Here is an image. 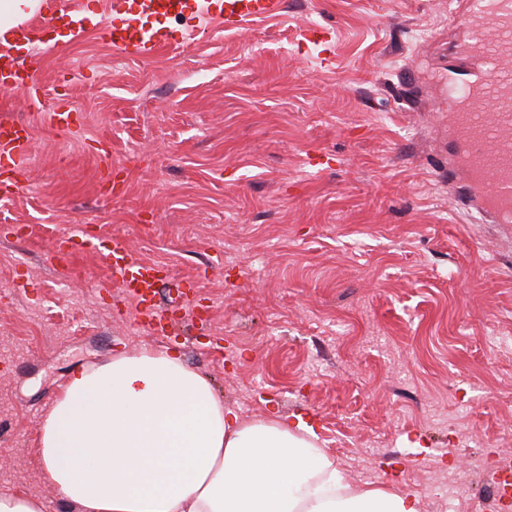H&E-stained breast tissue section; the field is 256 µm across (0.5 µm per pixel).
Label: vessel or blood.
I'll return each mask as SVG.
<instances>
[{
  "label": "vessel or blood",
  "instance_id": "obj_1",
  "mask_svg": "<svg viewBox=\"0 0 512 512\" xmlns=\"http://www.w3.org/2000/svg\"><path fill=\"white\" fill-rule=\"evenodd\" d=\"M459 12L467 29L457 45L456 62L448 69L441 95L448 105V171L462 181L455 204L497 224L512 223V0H463ZM283 0H113L111 24L98 33L130 54L149 58L162 49L193 39L196 26L212 20L225 29L245 30L248 23L281 11ZM191 13L193 23L178 30H144L142 17L167 19ZM300 41L319 46L331 56L332 33L323 27L300 31ZM11 54L0 57V88H25L38 98L39 83L28 74L20 51L31 49L30 38L13 39ZM32 138L28 125L0 121V167L24 172ZM98 238L80 235L78 241L58 242L55 255L70 260L95 251ZM108 283L119 285L137 303L139 315L165 332L166 310L154 302L164 266L136 259L126 243L113 239L108 254Z\"/></svg>",
  "mask_w": 512,
  "mask_h": 512
}]
</instances>
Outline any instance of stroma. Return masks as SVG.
<instances>
[{
    "mask_svg": "<svg viewBox=\"0 0 512 512\" xmlns=\"http://www.w3.org/2000/svg\"><path fill=\"white\" fill-rule=\"evenodd\" d=\"M48 2L27 61L39 101L0 89V120L32 133L20 188L0 183V491L73 512L39 479L41 419L74 371L147 346L241 419L311 421L350 489L493 512L487 468L512 461V227L448 195L425 106L461 36L448 0H285L150 60ZM307 25L333 31L332 68L298 44ZM77 225L167 265L195 326H140L100 253L54 262ZM448 468L474 473L467 499L428 501L422 476Z\"/></svg>",
    "mask_w": 512,
    "mask_h": 512,
    "instance_id": "35a3bbf8",
    "label": "stroma"
}]
</instances>
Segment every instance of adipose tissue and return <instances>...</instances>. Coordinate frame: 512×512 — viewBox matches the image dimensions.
<instances>
[{
	"label": "adipose tissue",
	"instance_id": "1",
	"mask_svg": "<svg viewBox=\"0 0 512 512\" xmlns=\"http://www.w3.org/2000/svg\"><path fill=\"white\" fill-rule=\"evenodd\" d=\"M303 418L248 422L167 349L76 372L40 426L41 479L79 512H419L349 491Z\"/></svg>",
	"mask_w": 512,
	"mask_h": 512
}]
</instances>
